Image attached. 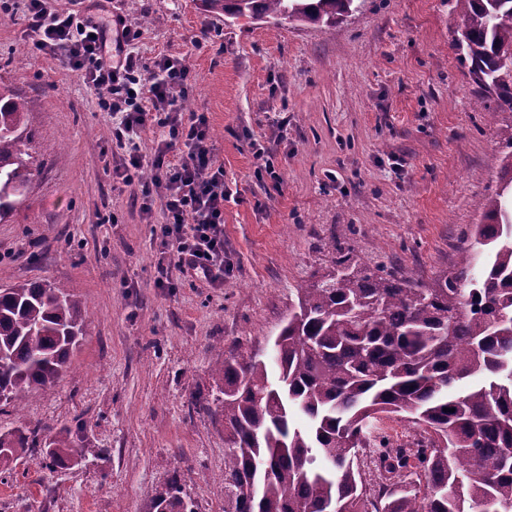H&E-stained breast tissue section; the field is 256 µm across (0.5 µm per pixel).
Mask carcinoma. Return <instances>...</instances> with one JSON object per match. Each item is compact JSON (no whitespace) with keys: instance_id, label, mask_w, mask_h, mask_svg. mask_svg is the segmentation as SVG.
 Wrapping results in <instances>:
<instances>
[{"instance_id":"1","label":"carcinoma","mask_w":512,"mask_h":512,"mask_svg":"<svg viewBox=\"0 0 512 512\" xmlns=\"http://www.w3.org/2000/svg\"><path fill=\"white\" fill-rule=\"evenodd\" d=\"M207 2L226 20L329 27L365 0ZM455 11L474 81L512 110V0H455ZM28 126L24 100L0 84V222L36 171ZM506 148L499 188L479 202L453 271L426 284L339 249L296 286L271 357L216 354L224 512H512V141ZM87 313L58 284L0 288V403L19 407L55 380ZM384 413L419 437L395 443L377 426ZM28 448L52 466L94 453L67 430L43 439L0 428V464ZM152 509L194 512L176 480Z\"/></svg>"}]
</instances>
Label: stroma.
I'll return each mask as SVG.
<instances>
[{
	"label": "stroma",
	"mask_w": 512,
	"mask_h": 512,
	"mask_svg": "<svg viewBox=\"0 0 512 512\" xmlns=\"http://www.w3.org/2000/svg\"><path fill=\"white\" fill-rule=\"evenodd\" d=\"M112 11L139 28L143 62L192 71L182 105L207 115L232 192L224 285L156 287L163 213L144 221L114 180L111 122L77 73L31 51L22 15L0 16V82L27 103L38 164L0 222V286L59 283L90 311L65 369L23 408L0 405V427L74 429L95 450L51 470L27 450L0 471V512H152L174 479L196 512H224L215 351L266 352L295 287L337 248L431 282L480 222L512 140V112L483 97L455 46L452 0H365L331 27L226 23L200 0ZM255 139L278 181L256 177Z\"/></svg>",
	"instance_id": "35a3bbf8"
}]
</instances>
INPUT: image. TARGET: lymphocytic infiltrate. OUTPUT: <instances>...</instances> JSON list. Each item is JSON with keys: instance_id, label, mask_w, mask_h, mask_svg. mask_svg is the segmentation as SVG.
Masks as SVG:
<instances>
[{"instance_id": "1", "label": "lymphocytic infiltrate", "mask_w": 512, "mask_h": 512, "mask_svg": "<svg viewBox=\"0 0 512 512\" xmlns=\"http://www.w3.org/2000/svg\"><path fill=\"white\" fill-rule=\"evenodd\" d=\"M23 18L34 33L32 50L76 72L112 120V142L125 156L113 173L124 185L139 184L135 201L143 214L161 208L156 225V284L173 287V273L196 278L211 288L224 285V203L231 194L224 170L212 162V136L206 114L184 115L180 104L192 86L183 60L162 56L142 64L135 53L138 31L115 23L111 6L85 0H26ZM150 71L147 95H140L142 71ZM156 130L152 159L142 154V134ZM180 160H171L176 147ZM151 181L138 182L143 166Z\"/></svg>"}]
</instances>
